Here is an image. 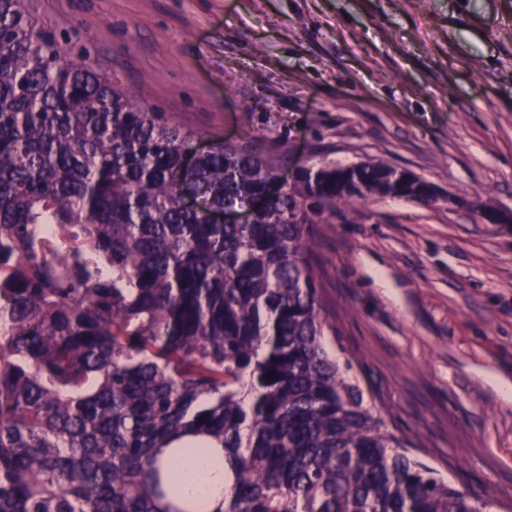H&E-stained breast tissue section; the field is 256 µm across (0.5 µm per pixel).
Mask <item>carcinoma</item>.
Here are the masks:
<instances>
[{
    "label": "carcinoma",
    "instance_id": "1",
    "mask_svg": "<svg viewBox=\"0 0 512 512\" xmlns=\"http://www.w3.org/2000/svg\"><path fill=\"white\" fill-rule=\"evenodd\" d=\"M202 138L0 0V512H482L324 344L316 225L407 196L389 165L218 224L282 158L217 141L185 168ZM173 458L224 467V508Z\"/></svg>",
    "mask_w": 512,
    "mask_h": 512
}]
</instances>
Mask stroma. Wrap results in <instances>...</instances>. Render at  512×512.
Listing matches in <instances>:
<instances>
[{"label":"stroma","instance_id":"stroma-1","mask_svg":"<svg viewBox=\"0 0 512 512\" xmlns=\"http://www.w3.org/2000/svg\"><path fill=\"white\" fill-rule=\"evenodd\" d=\"M100 75L286 166L432 185L316 227L325 344L416 459L512 512V0H29Z\"/></svg>","mask_w":512,"mask_h":512}]
</instances>
